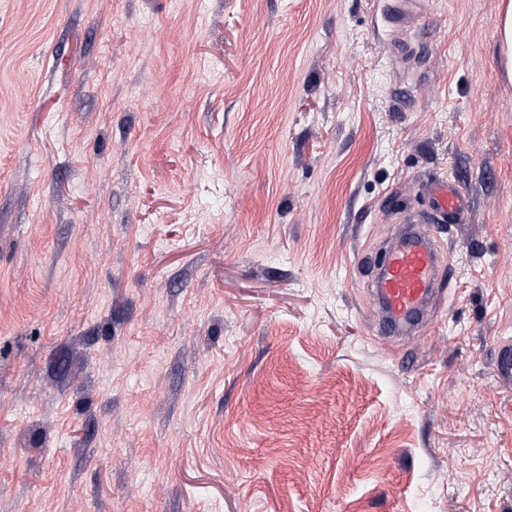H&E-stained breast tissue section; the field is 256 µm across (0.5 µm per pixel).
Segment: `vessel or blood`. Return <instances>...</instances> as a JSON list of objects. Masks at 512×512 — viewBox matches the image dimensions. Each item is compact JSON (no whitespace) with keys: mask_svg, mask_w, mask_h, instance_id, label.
I'll return each instance as SVG.
<instances>
[{"mask_svg":"<svg viewBox=\"0 0 512 512\" xmlns=\"http://www.w3.org/2000/svg\"><path fill=\"white\" fill-rule=\"evenodd\" d=\"M416 14L411 0H401L396 16L393 51L404 55L412 49ZM427 209L410 216L413 224H459L468 211L465 190L455 181L430 180L422 186ZM441 263L437 244L418 233L400 241L384 255L377 292L382 324L387 332L405 334L418 324L431 302Z\"/></svg>","mask_w":512,"mask_h":512,"instance_id":"vessel-or-blood-1","label":"vessel or blood"}]
</instances>
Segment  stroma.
I'll list each match as a JSON object with an SVG mask.
<instances>
[{
  "instance_id": "1",
  "label": "stroma",
  "mask_w": 512,
  "mask_h": 512,
  "mask_svg": "<svg viewBox=\"0 0 512 512\" xmlns=\"http://www.w3.org/2000/svg\"><path fill=\"white\" fill-rule=\"evenodd\" d=\"M0 0V512H512L503 0ZM453 270L377 332L427 179ZM397 3L399 4V9L397 10L398 14L396 16V29L392 49L397 56H400L407 55L412 50L416 14L413 11L412 5L414 3L412 1L404 0ZM428 208L407 218L410 224H461L468 211L465 190L457 182L429 180L422 186Z\"/></svg>"
}]
</instances>
